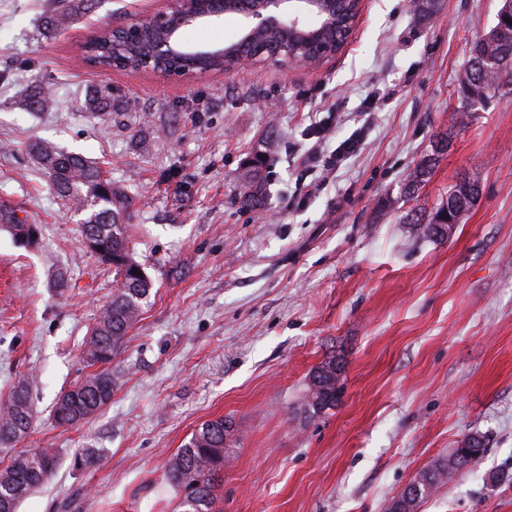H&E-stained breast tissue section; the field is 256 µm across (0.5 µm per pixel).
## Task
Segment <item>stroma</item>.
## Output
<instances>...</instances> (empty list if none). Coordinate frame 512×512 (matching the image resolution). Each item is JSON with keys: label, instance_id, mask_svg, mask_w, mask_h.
I'll return each mask as SVG.
<instances>
[{"label": "stroma", "instance_id": "obj_1", "mask_svg": "<svg viewBox=\"0 0 512 512\" xmlns=\"http://www.w3.org/2000/svg\"><path fill=\"white\" fill-rule=\"evenodd\" d=\"M46 6L0 0V207L38 227L30 244L0 230V400L31 380L19 446L56 454L17 512H175L168 461L221 416L233 454L211 512H385L474 433L484 454L418 512H512V92L455 111L468 43L500 0H437L423 21L411 0H362L348 44L318 65L192 78L82 52L167 0H104L53 37L38 29ZM239 31L228 15L182 40L217 47ZM35 83L51 109L24 107ZM104 84L130 107L90 119L85 92ZM326 121V151L359 141L331 171L305 160ZM39 139L99 162L130 195L129 246L153 282L110 364L111 402L75 428L51 409L88 374L85 341L115 281L31 155ZM256 153L265 197L247 209L237 196ZM432 156L408 195L406 172ZM464 179L480 195L452 235L415 238L411 220ZM329 355L342 393L310 418L308 377ZM89 449L102 464L75 467ZM113 40L112 29H103L94 41H89L83 46V51L95 64L109 68L112 66Z\"/></svg>", "mask_w": 512, "mask_h": 512}]
</instances>
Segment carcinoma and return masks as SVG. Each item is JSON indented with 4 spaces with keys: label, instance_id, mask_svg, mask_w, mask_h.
<instances>
[{
    "label": "carcinoma",
    "instance_id": "carcinoma-1",
    "mask_svg": "<svg viewBox=\"0 0 512 512\" xmlns=\"http://www.w3.org/2000/svg\"><path fill=\"white\" fill-rule=\"evenodd\" d=\"M92 8V0H54L44 17L45 31L54 33L68 23L84 16ZM491 31L502 37L496 41L482 38L471 42L464 76L459 84L455 111L470 116L485 106L486 102L503 88L512 85V23L508 15L498 11ZM163 35L148 30L137 45L120 46L117 52L136 68L143 55L150 53ZM112 30H103L94 41L83 46L86 57L97 65L112 66ZM240 40L211 50L209 56L196 66V70L222 72L236 64ZM53 103L47 86L32 87L25 107L33 111L48 109ZM120 101L112 96V88L96 85L85 94V111L97 119H104L118 110ZM33 155L39 160L50 178L52 188L64 205L82 215L80 220L82 243L101 260L114 269L117 287L102 310L86 342L87 361L92 364L112 362L123 345L129 329L136 323L143 307L148 303L153 283L144 267L136 261L129 247L125 221L130 205L129 195L103 178L102 168L94 160L78 153L58 149L39 141L31 145ZM256 164L249 167L248 187L243 202L251 207L263 200L260 169L262 156H254ZM429 166L420 164L405 179L410 193H415L425 182ZM475 183L463 181L448 191V202L442 204L432 218L415 224L416 232L424 237L441 239L437 224H456L479 196L471 192ZM0 224L18 240L29 241L37 232L34 224L17 217L11 210H0ZM320 378L323 385L313 392L306 390L305 408L311 415H319L336 405L340 390L336 389V357L330 356L310 373L309 379ZM115 382L112 371L102 369L90 373L63 391L52 410V419L59 427L79 425L109 404ZM35 412L31 403L29 386L19 383L7 399L0 401V454L10 458L0 470V512H17L19 505L51 478L55 466V451L51 448L15 449L33 426ZM232 422L218 418L203 423L169 460L166 480L181 493L180 512H208L214 492L222 481L224 465L230 460L227 441L234 432ZM469 452L460 457L456 470L465 468L484 450L479 435L469 438ZM437 465L422 471L430 475L431 483L421 489L414 508H419L435 490L445 485L448 476L435 474Z\"/></svg>",
    "mask_w": 512,
    "mask_h": 512
}]
</instances>
